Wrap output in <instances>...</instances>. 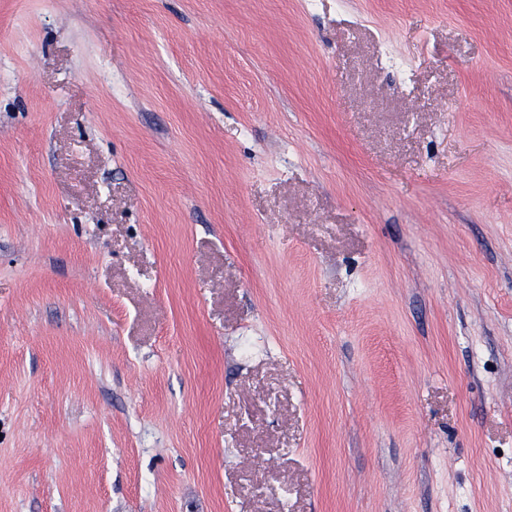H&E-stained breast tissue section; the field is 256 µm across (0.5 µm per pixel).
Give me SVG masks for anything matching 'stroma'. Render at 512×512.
<instances>
[{"label":"stroma","instance_id":"35a3bbf8","mask_svg":"<svg viewBox=\"0 0 512 512\" xmlns=\"http://www.w3.org/2000/svg\"><path fill=\"white\" fill-rule=\"evenodd\" d=\"M0 512H512V0H0Z\"/></svg>","mask_w":512,"mask_h":512}]
</instances>
